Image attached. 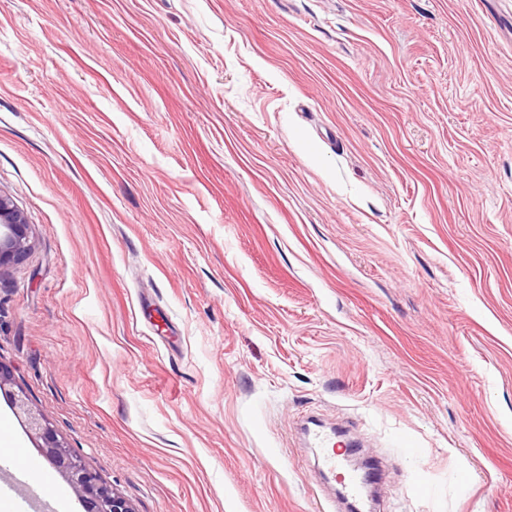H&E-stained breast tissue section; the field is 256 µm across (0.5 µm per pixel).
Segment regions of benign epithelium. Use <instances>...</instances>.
Returning <instances> with one entry per match:
<instances>
[{
	"mask_svg": "<svg viewBox=\"0 0 512 512\" xmlns=\"http://www.w3.org/2000/svg\"><path fill=\"white\" fill-rule=\"evenodd\" d=\"M30 246L29 224L23 213L0 195V267L21 261ZM0 393L43 456L69 481L87 512H133L129 502L104 486L96 472L58 439L50 422L22 388H14L10 374L0 366Z\"/></svg>",
	"mask_w": 512,
	"mask_h": 512,
	"instance_id": "7a95c632",
	"label": "benign epithelium"
}]
</instances>
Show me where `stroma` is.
<instances>
[{
    "label": "stroma",
    "instance_id": "obj_1",
    "mask_svg": "<svg viewBox=\"0 0 512 512\" xmlns=\"http://www.w3.org/2000/svg\"><path fill=\"white\" fill-rule=\"evenodd\" d=\"M0 194V365L134 512H335L306 414L512 512V0H0ZM30 243L25 216L8 198L0 195V267L21 261Z\"/></svg>",
    "mask_w": 512,
    "mask_h": 512
}]
</instances>
